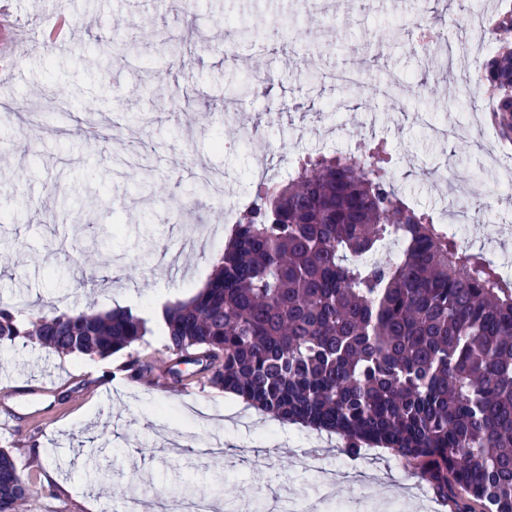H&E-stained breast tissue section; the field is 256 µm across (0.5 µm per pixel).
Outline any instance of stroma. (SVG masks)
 <instances>
[{"label": "stroma", "instance_id": "1", "mask_svg": "<svg viewBox=\"0 0 512 512\" xmlns=\"http://www.w3.org/2000/svg\"><path fill=\"white\" fill-rule=\"evenodd\" d=\"M50 0H11L7 12L19 43L0 36L23 84L0 79V99L27 100V112L0 111V305L18 300L69 301L99 308L159 307L195 295L210 277L224 237L205 238L172 275L163 250H176L194 225L213 222L220 207L196 174L203 163L223 174L233 194L252 193L256 157L225 123L224 100L264 76L241 101L263 128L275 159L326 146L387 147L388 170L415 206L440 212L453 204L433 169L494 187L497 166L476 138L498 129L483 120L476 138L444 143L415 113L442 112L459 94L445 69L428 67L412 51L413 13L444 27L456 0H322L302 12L295 0H197L183 12L177 0H72V39L47 50L38 39ZM184 44L181 59L160 52L157 32ZM137 40V52L103 69L91 52L95 37ZM308 57L312 70L297 62ZM355 67L367 84L350 90L334 73ZM420 84L431 94L389 110L387 85ZM94 121L106 144H88L58 127ZM101 200L85 201L87 189ZM474 246L512 256V202L461 204ZM112 230L95 282L77 285L74 238ZM154 251L151 263L139 259ZM139 355L152 367L136 379L127 366ZM173 361L162 336L105 358L57 354L31 343L0 347V448L7 449L32 495L26 512H122L132 489L153 478L141 512L184 479L208 492L214 512H267L292 496L311 512H435L430 481L387 448L352 458L341 437L279 421L224 390L165 375ZM219 443L223 460L199 456ZM108 446L112 462L86 466L89 449Z\"/></svg>", "mask_w": 512, "mask_h": 512}]
</instances>
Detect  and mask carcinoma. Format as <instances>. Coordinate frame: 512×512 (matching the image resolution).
Segmentation results:
<instances>
[{
    "instance_id": "cac0c4a2",
    "label": "carcinoma",
    "mask_w": 512,
    "mask_h": 512,
    "mask_svg": "<svg viewBox=\"0 0 512 512\" xmlns=\"http://www.w3.org/2000/svg\"><path fill=\"white\" fill-rule=\"evenodd\" d=\"M476 79L512 143V10L494 17ZM381 145L318 153L256 194L212 277L154 310L91 306L37 313L0 305V346L106 357L159 327L165 349L216 372L206 383L282 420L390 448L459 512H512V280L484 251L410 205ZM397 232L392 260L362 259ZM29 483L0 449V512Z\"/></svg>"
}]
</instances>
